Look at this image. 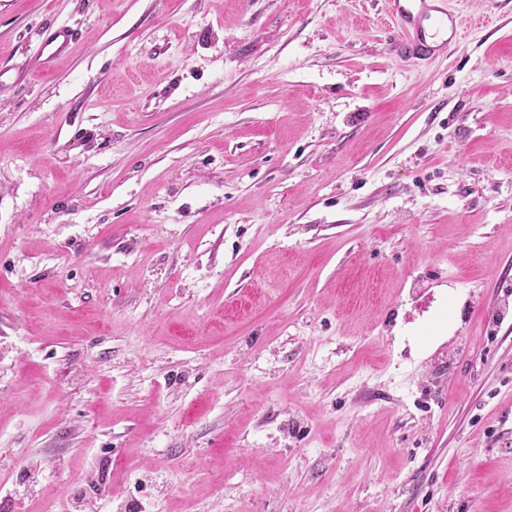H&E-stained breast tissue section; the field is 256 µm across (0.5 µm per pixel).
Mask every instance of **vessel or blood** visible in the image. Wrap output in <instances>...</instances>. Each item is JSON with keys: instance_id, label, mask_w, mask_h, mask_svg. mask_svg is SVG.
I'll use <instances>...</instances> for the list:
<instances>
[{"instance_id": "b4317fda", "label": "vessel or blood", "mask_w": 512, "mask_h": 512, "mask_svg": "<svg viewBox=\"0 0 512 512\" xmlns=\"http://www.w3.org/2000/svg\"><path fill=\"white\" fill-rule=\"evenodd\" d=\"M389 11L396 19L400 37L395 50L400 56L417 62L446 55L460 38L457 14L450 11L447 0H387ZM40 46L36 63L49 68L52 61L74 40L67 27L44 28L38 33Z\"/></svg>"}]
</instances>
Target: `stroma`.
<instances>
[{
  "instance_id": "35a3bbf8",
  "label": "stroma",
  "mask_w": 512,
  "mask_h": 512,
  "mask_svg": "<svg viewBox=\"0 0 512 512\" xmlns=\"http://www.w3.org/2000/svg\"><path fill=\"white\" fill-rule=\"evenodd\" d=\"M0 0V512H512V0ZM398 22L399 39L395 51L417 62L447 55L461 36L457 14L446 0H387ZM40 46L34 60L41 68L48 69L52 61L67 49L74 40L75 33L68 27L43 28L38 33Z\"/></svg>"
}]
</instances>
